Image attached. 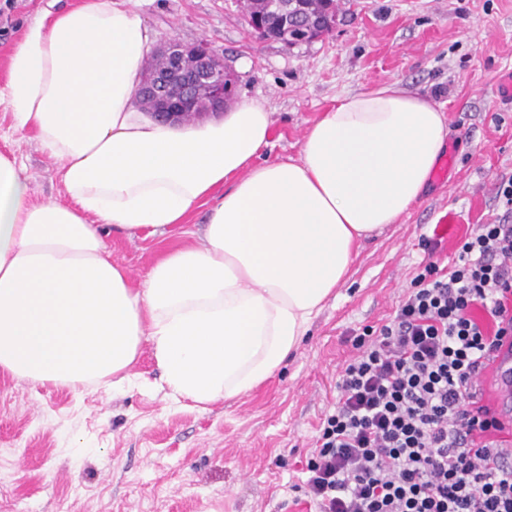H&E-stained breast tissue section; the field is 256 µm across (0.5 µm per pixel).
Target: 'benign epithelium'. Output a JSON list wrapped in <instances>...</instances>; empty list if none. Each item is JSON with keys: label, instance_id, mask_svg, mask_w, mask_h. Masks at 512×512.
I'll return each instance as SVG.
<instances>
[{"label": "benign epithelium", "instance_id": "7a95c632", "mask_svg": "<svg viewBox=\"0 0 512 512\" xmlns=\"http://www.w3.org/2000/svg\"><path fill=\"white\" fill-rule=\"evenodd\" d=\"M268 9L278 18L283 37L298 43L315 41L330 32L335 22L323 14L305 18L303 0H269ZM160 56L171 60L164 71L143 75L138 102L154 119L176 124L191 116L223 115L226 89L236 84L233 71L217 74V52L206 41L169 40Z\"/></svg>", "mask_w": 512, "mask_h": 512}]
</instances>
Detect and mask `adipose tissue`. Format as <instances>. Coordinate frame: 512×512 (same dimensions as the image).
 Wrapping results in <instances>:
<instances>
[{
  "mask_svg": "<svg viewBox=\"0 0 512 512\" xmlns=\"http://www.w3.org/2000/svg\"><path fill=\"white\" fill-rule=\"evenodd\" d=\"M149 35L125 0L46 12L10 62L15 131L58 161L69 197L32 200L0 153V371L71 388L132 380L150 348L174 400L240 399L281 370L363 242L421 198L448 126L393 85L344 96L298 157L261 160L272 118L166 125L136 102ZM210 202L198 242L161 253L140 284L104 242L172 231Z\"/></svg>",
  "mask_w": 512,
  "mask_h": 512,
  "instance_id": "ef3b65f1",
  "label": "adipose tissue"
}]
</instances>
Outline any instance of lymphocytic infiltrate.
I'll return each instance as SVG.
<instances>
[{"instance_id": "obj_1", "label": "lymphocytic infiltrate", "mask_w": 512, "mask_h": 512, "mask_svg": "<svg viewBox=\"0 0 512 512\" xmlns=\"http://www.w3.org/2000/svg\"><path fill=\"white\" fill-rule=\"evenodd\" d=\"M505 336L512 224H481L355 336L305 461L315 512H512V448L479 388Z\"/></svg>"}]
</instances>
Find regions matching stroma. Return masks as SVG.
Masks as SVG:
<instances>
[{
  "label": "stroma",
  "mask_w": 512,
  "mask_h": 512,
  "mask_svg": "<svg viewBox=\"0 0 512 512\" xmlns=\"http://www.w3.org/2000/svg\"><path fill=\"white\" fill-rule=\"evenodd\" d=\"M16 0L0 15V153L30 176L32 199L65 201L58 164L12 128L10 59L49 4ZM153 47L207 40L238 76L237 101L272 113L269 160L298 157L307 128L350 93L393 84L431 99L448 124L455 155L447 182H428L419 202L368 239L344 285L314 321L287 365L251 395L199 409L174 402L150 349L122 390L41 385L0 372V512H310L303 464L352 339L395 312L431 261L456 259L476 225L505 213L496 195L512 175V103L498 94L512 70V0H340L335 28L288 46L252 35L239 0H133ZM184 232L128 238L110 232L114 262L141 281ZM436 244L427 251L423 240Z\"/></svg>",
  "instance_id": "1"
}]
</instances>
